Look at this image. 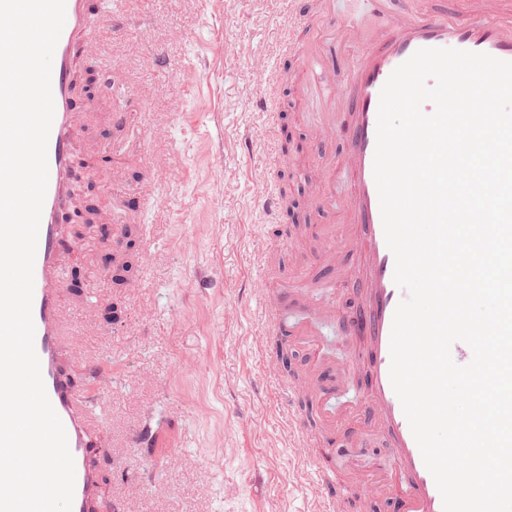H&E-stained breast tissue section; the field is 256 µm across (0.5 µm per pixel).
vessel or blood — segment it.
I'll return each instance as SVG.
<instances>
[{
  "label": "vessel or blood",
  "instance_id": "1",
  "mask_svg": "<svg viewBox=\"0 0 512 512\" xmlns=\"http://www.w3.org/2000/svg\"><path fill=\"white\" fill-rule=\"evenodd\" d=\"M379 22L344 25L325 36L316 27L302 52L300 111L316 105L323 119L319 140L340 138L341 162L318 158L320 185L313 203L323 215L343 209L339 236H325L315 262L341 269L345 280L366 293V303L345 321L346 336H361L367 346L358 357L366 362L367 392L362 400L366 420L391 445L399 473L391 492L409 512H444L442 496L427 469L401 402L390 379V339L394 312L407 293L394 281L395 259L387 246L374 178L380 92L391 73L423 48H454L489 54L512 62V5L480 0L477 14L464 17L431 8L428 0H378ZM88 0H66L65 24L52 61L54 117L47 145L48 184L42 209L36 256L32 318L34 347L49 400L60 418L74 460L72 512H110L101 491L97 458L104 427L90 413L91 396L68 375L70 338L64 314L62 222L68 209L71 162L85 131L86 115L76 106L75 72L80 50L91 32ZM344 166L352 186L344 205L336 203V168ZM293 304L281 294L261 312L265 330L297 333Z\"/></svg>",
  "mask_w": 512,
  "mask_h": 512
}]
</instances>
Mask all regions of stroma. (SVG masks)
<instances>
[{
  "mask_svg": "<svg viewBox=\"0 0 512 512\" xmlns=\"http://www.w3.org/2000/svg\"><path fill=\"white\" fill-rule=\"evenodd\" d=\"M91 9L100 17L89 37L93 71L111 67L114 94L92 84L97 120L85 136L99 151L76 165L110 179L79 188L99 209L123 188L143 196L139 214L96 243V258L132 263L130 283L92 275L74 237L63 266L79 355L104 366L92 414L110 442L99 458L106 498L118 512H321L317 471L339 467L377 485L375 512H397L387 491L392 451L357 411L366 376L338 326L359 294L313 265L323 219L306 179L318 155L342 143L315 140L308 115L287 105L288 84L262 75H296L295 48L312 22L306 0H91ZM153 56L161 67H147ZM117 98L129 113L124 131L112 122ZM263 101L287 113L292 146L275 166L261 139ZM153 127L168 136L150 135ZM269 182L293 194L275 218L263 209ZM262 266L287 283H317L334 308L337 324L321 325L307 347L342 369L336 428L370 440L363 455L338 460L320 438L312 456L296 454L281 393L288 373L276 339L259 337L249 288ZM113 303L115 324L103 317ZM152 419L159 446L135 447Z\"/></svg>",
  "mask_w": 512,
  "mask_h": 512,
  "instance_id": "1",
  "label": "stroma"
}]
</instances>
